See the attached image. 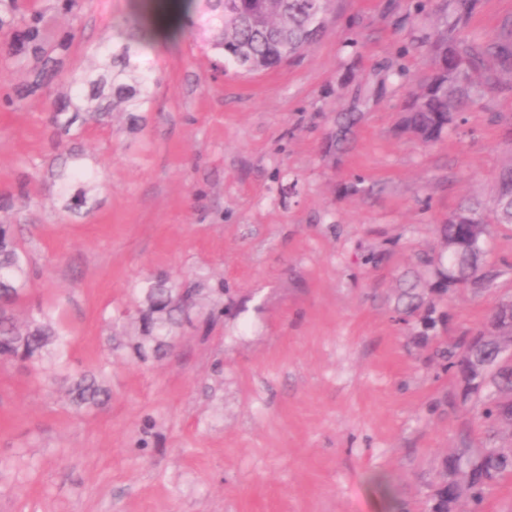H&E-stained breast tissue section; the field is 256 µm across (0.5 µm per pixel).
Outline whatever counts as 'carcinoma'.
<instances>
[{
    "label": "carcinoma",
    "mask_w": 512,
    "mask_h": 512,
    "mask_svg": "<svg viewBox=\"0 0 512 512\" xmlns=\"http://www.w3.org/2000/svg\"><path fill=\"white\" fill-rule=\"evenodd\" d=\"M476 0H448L447 10L433 27L413 42L432 59L428 78L412 89L400 112L398 128L423 143L465 121L490 94L512 92V20L492 37L478 40L465 34ZM335 0H176L175 17L189 19V27L206 45L224 58V67L237 74H258L297 57L325 32ZM81 0H0V31L10 39L6 57L13 64L0 70V107L9 109L15 98L36 93L56 79L74 87L75 97L64 95L54 105L52 124L60 136L76 123L102 124L114 112H126L133 122L137 113L153 104L158 85L154 65L144 59L152 41L143 37L150 23L137 11L110 26L102 38L97 65L79 75L65 73L63 58L74 39L70 32L53 30V14H76ZM67 119H62L65 114ZM356 121V113L337 114L331 138L340 147ZM52 182L59 193L72 183L91 184L96 176L81 163L73 148L58 153L51 164ZM12 213L0 220V358L27 362L40 379L64 387L69 404L78 413L103 407L110 398L105 368L78 369L70 365V338L60 321L40 309L27 324L19 322L15 308L31 279L28 254L15 241ZM494 224H512V155L503 161L489 201L472 196L448 213L437 228L442 250L420 261L435 266V280L406 283L398 288L396 321L406 323L421 311L432 324L444 316L432 295H453L461 289L480 296L493 288L503 271L487 265L484 243ZM141 301L113 321L128 337L127 347L140 362L166 355L178 330L193 323L198 306L210 305L202 321L209 326L221 313L224 281H197L182 290L159 273L140 288ZM512 341L496 310L470 334L453 342H440L435 356L454 372L465 397L482 399L480 418L491 432L478 448H460L445 460L439 488L424 512H483L488 495L512 476V445L498 442L502 428L512 431V360L500 344Z\"/></svg>",
    "instance_id": "carcinoma-1"
}]
</instances>
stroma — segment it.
Returning <instances> with one entry per match:
<instances>
[{
	"mask_svg": "<svg viewBox=\"0 0 512 512\" xmlns=\"http://www.w3.org/2000/svg\"><path fill=\"white\" fill-rule=\"evenodd\" d=\"M442 5L336 0L319 42L254 75L225 70L195 33L153 48L160 84L141 126L117 112L65 139L100 184L90 209L43 177L63 85L0 108V201L37 271L19 314L56 309L72 359L110 361L112 389L78 414L22 363L0 364V512H422L443 459L486 429L418 342L420 319L395 322L394 288L512 152L493 120L512 113L507 93L431 144L396 129L431 73L412 26ZM135 6L83 0L57 16L76 34L65 71L94 66ZM511 17L512 0H477L468 32L490 37ZM344 108L361 120L338 152L329 133ZM25 171L38 176L26 205L14 196ZM158 271L182 288L223 279L224 315L143 363L109 350L108 320ZM510 295L512 273L483 295L458 291L437 339L479 327Z\"/></svg>",
	"mask_w": 512,
	"mask_h": 512,
	"instance_id": "35a3bbf8",
	"label": "stroma"
}]
</instances>
